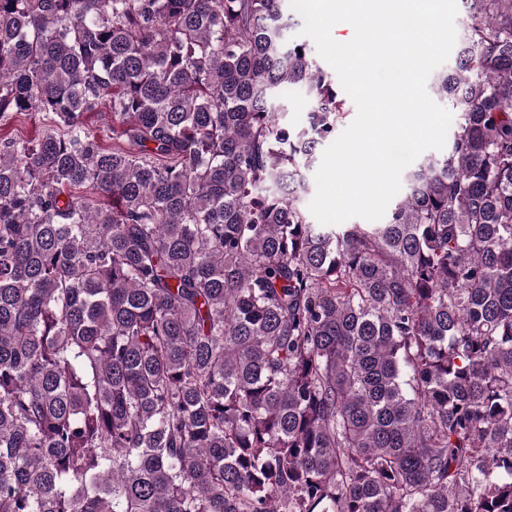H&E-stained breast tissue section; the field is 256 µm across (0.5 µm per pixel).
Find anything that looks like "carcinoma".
<instances>
[{"label": "carcinoma", "mask_w": 512, "mask_h": 512, "mask_svg": "<svg viewBox=\"0 0 512 512\" xmlns=\"http://www.w3.org/2000/svg\"><path fill=\"white\" fill-rule=\"evenodd\" d=\"M461 3L448 151L322 225L282 0H0V128L49 119L0 133V512H512V0ZM100 112L87 114L89 126L98 134L101 142L106 147L112 146V113L104 105ZM43 124L42 115L32 112L27 116H21L4 132L9 134V137L31 139L43 128Z\"/></svg>", "instance_id": "1"}]
</instances>
